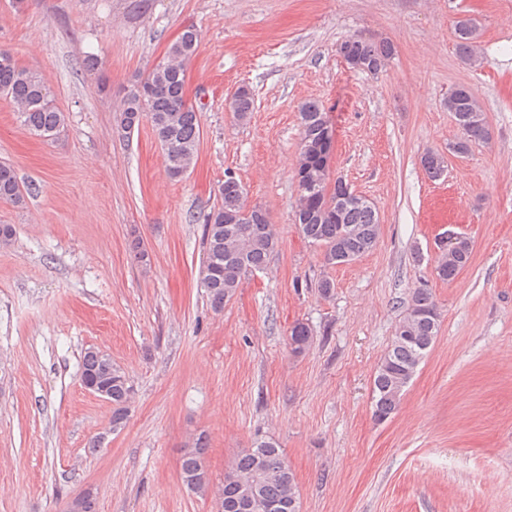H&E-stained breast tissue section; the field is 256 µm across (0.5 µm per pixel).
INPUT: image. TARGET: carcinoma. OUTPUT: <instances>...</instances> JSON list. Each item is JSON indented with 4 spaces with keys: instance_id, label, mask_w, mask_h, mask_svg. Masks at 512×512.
<instances>
[{
    "instance_id": "1",
    "label": "carcinoma",
    "mask_w": 512,
    "mask_h": 512,
    "mask_svg": "<svg viewBox=\"0 0 512 512\" xmlns=\"http://www.w3.org/2000/svg\"><path fill=\"white\" fill-rule=\"evenodd\" d=\"M455 34L461 54L472 56L476 26L470 19L456 23ZM200 39L196 30L187 28L167 47L162 62L148 75L137 80L126 91L118 108L117 126L126 135L147 121L151 124L164 152L168 176L180 179L190 170L200 143L198 110L186 98V64L198 53ZM347 64L362 73L377 74L386 66L391 47L358 37L346 40L340 47ZM0 98L9 101L17 120L30 134L53 141L63 132L65 115L57 106L43 76L19 64L13 55L0 50ZM230 110L244 122L254 110V96L242 88L233 97ZM448 111L452 112L463 131V137L449 147L465 154L476 140L490 138L484 110L473 88L460 85L448 95ZM301 142L296 181L311 180L314 189L298 195L295 222L303 238L322 252L328 267L351 262L369 252L379 235V215L374 202L356 193L342 178H330L329 167L322 154L332 144L330 125L322 105L308 101L300 108ZM421 165L431 178L443 175L447 162L442 154L430 150L421 157ZM220 203L205 213L203 237L206 257L200 270V283L215 309L224 307L240 288L249 273L260 271L278 244L268 213L245 202V190L229 176L219 189ZM0 201L16 206L25 204V196L14 171L0 165ZM436 276L442 281L455 279L469 264L472 245L462 237L453 254L448 247L437 245ZM440 312L431 289L422 285L413 290L410 304L395 329L373 382V417L388 419L398 408L401 398L416 374L417 368L439 331ZM310 327L295 323L290 330V346L295 354L309 347ZM81 377H97L110 385L112 430L122 429L128 419L132 387L126 373L99 357L97 351L85 352ZM206 444L195 440L181 460L183 480L198 479L195 493L204 494L209 482L205 464ZM285 462L280 448L271 441H260L244 449L224 473V506L235 503L247 489L260 499L283 502L298 500L295 476L291 469L281 468Z\"/></svg>"
}]
</instances>
